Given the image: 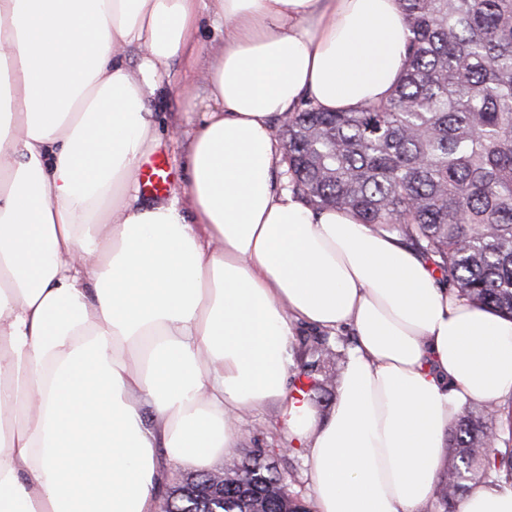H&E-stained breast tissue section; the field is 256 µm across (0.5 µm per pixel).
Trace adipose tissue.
<instances>
[{"instance_id": "obj_1", "label": "adipose tissue", "mask_w": 512, "mask_h": 512, "mask_svg": "<svg viewBox=\"0 0 512 512\" xmlns=\"http://www.w3.org/2000/svg\"><path fill=\"white\" fill-rule=\"evenodd\" d=\"M213 3L186 209L144 202L136 173L199 0H0V512H159L167 471L223 466L268 403L312 512H428L460 405L512 394V318L273 180L275 119L391 95L400 2ZM300 323L354 334L323 419L292 384ZM458 509L512 512V488Z\"/></svg>"}]
</instances>
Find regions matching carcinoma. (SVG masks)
Masks as SVG:
<instances>
[{
    "instance_id": "carcinoma-1",
    "label": "carcinoma",
    "mask_w": 512,
    "mask_h": 512,
    "mask_svg": "<svg viewBox=\"0 0 512 512\" xmlns=\"http://www.w3.org/2000/svg\"><path fill=\"white\" fill-rule=\"evenodd\" d=\"M406 59L385 101L324 112L307 100L283 120L294 189L314 210L346 209L396 232L427 256L448 286L512 317V0H400ZM318 405L330 379L318 363L340 358L318 336L296 351ZM497 408L465 401L448 426L441 512H457L472 486L512 483V431L489 442ZM210 473L176 489L181 512H211ZM308 512L278 472L246 461L224 481L223 512Z\"/></svg>"
}]
</instances>
